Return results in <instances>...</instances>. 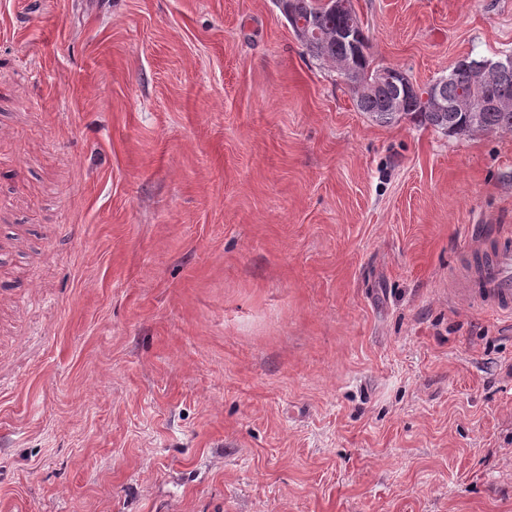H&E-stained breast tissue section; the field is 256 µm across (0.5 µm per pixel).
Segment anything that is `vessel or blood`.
Instances as JSON below:
<instances>
[{
  "mask_svg": "<svg viewBox=\"0 0 512 512\" xmlns=\"http://www.w3.org/2000/svg\"><path fill=\"white\" fill-rule=\"evenodd\" d=\"M464 296L469 302L512 315L511 237L500 238L490 250L477 251Z\"/></svg>",
  "mask_w": 512,
  "mask_h": 512,
  "instance_id": "vessel-or-blood-1",
  "label": "vessel or blood"
}]
</instances>
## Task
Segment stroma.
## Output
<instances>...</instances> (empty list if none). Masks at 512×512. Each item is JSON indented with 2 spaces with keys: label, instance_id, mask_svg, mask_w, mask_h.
<instances>
[{
  "label": "stroma",
  "instance_id": "stroma-1",
  "mask_svg": "<svg viewBox=\"0 0 512 512\" xmlns=\"http://www.w3.org/2000/svg\"><path fill=\"white\" fill-rule=\"evenodd\" d=\"M417 84L512 0H353ZM512 136L359 112L275 0H0V512H512ZM463 296L497 312L512 315V238L497 240L487 251L478 250L473 259L471 281Z\"/></svg>",
  "mask_w": 512,
  "mask_h": 512
}]
</instances>
